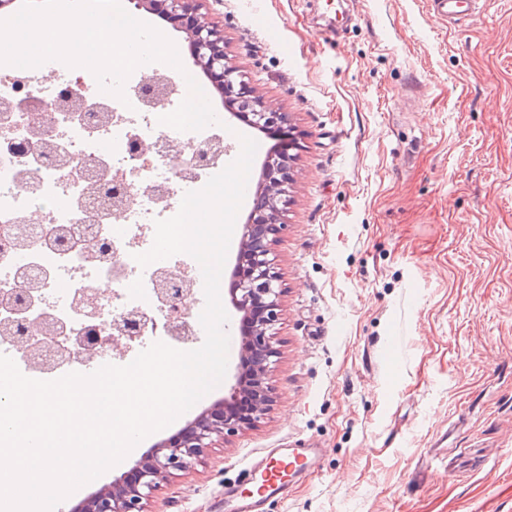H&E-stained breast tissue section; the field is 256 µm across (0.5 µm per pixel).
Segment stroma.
<instances>
[{"mask_svg": "<svg viewBox=\"0 0 512 512\" xmlns=\"http://www.w3.org/2000/svg\"><path fill=\"white\" fill-rule=\"evenodd\" d=\"M302 147L278 202L274 399L147 512H225L274 448L320 456L264 512H512V0H202ZM217 387L70 496L127 471ZM434 10L448 20V24L463 18H472L479 0H431Z\"/></svg>", "mask_w": 512, "mask_h": 512, "instance_id": "1", "label": "stroma"}]
</instances>
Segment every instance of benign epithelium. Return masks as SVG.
<instances>
[{"label": "benign epithelium", "instance_id": "1", "mask_svg": "<svg viewBox=\"0 0 512 512\" xmlns=\"http://www.w3.org/2000/svg\"><path fill=\"white\" fill-rule=\"evenodd\" d=\"M135 8L158 12L187 35L195 64L216 84L224 101L235 106L232 117L260 130H274L281 145L262 167L261 195L265 204L243 225L235 266L230 274V303L240 314L241 355L224 398L203 411L176 436L159 441L140 459L131 474L92 493L72 512H146L147 501L161 480L188 469L212 447L213 437H229L259 421L271 396L269 364L277 351L273 329L279 320L280 272L269 259L270 246L284 229L277 200L290 180V154L298 147L283 112L268 109L224 54V38L216 26L199 16L200 0H130ZM76 309L90 320L101 316L98 297L89 292ZM131 324L115 320L104 338L109 346L131 339Z\"/></svg>", "mask_w": 512, "mask_h": 512}]
</instances>
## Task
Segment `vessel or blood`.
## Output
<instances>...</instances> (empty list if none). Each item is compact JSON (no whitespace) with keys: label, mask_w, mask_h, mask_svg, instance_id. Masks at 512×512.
Segmentation results:
<instances>
[{"label":"vessel or blood","mask_w":512,"mask_h":512,"mask_svg":"<svg viewBox=\"0 0 512 512\" xmlns=\"http://www.w3.org/2000/svg\"><path fill=\"white\" fill-rule=\"evenodd\" d=\"M479 0H432L435 11L448 22L473 17ZM317 455L313 448H275L260 458L250 468L251 474L259 480L256 494L242 496L236 490L224 491L226 499L234 501L237 512H262L266 501L284 497L294 479L290 466L309 464Z\"/></svg>","instance_id":"obj_1"}]
</instances>
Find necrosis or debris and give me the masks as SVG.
<instances>
[{
  "mask_svg": "<svg viewBox=\"0 0 512 512\" xmlns=\"http://www.w3.org/2000/svg\"><path fill=\"white\" fill-rule=\"evenodd\" d=\"M97 89L84 68L57 67L49 82L34 68L0 74V353L34 379L89 374L111 360L108 348L74 362L38 356L23 351L12 332L43 311L58 345L86 335L90 322L73 304L85 289L97 293L104 321L147 316L137 336L182 344L197 331V320H189L182 333L159 325L151 314H170L158 298L163 274L188 296L198 295V263L180 254L143 268L135 257L151 248L155 220L174 216L185 192L201 189L220 172V164L199 154L219 134L212 126L180 132L159 124L179 92L160 72L137 68L122 101ZM39 111L45 120L32 124L30 114ZM140 150L146 156L137 164L132 157ZM91 181L102 196L129 193L133 199L103 205L102 197L86 194ZM22 272L34 281L33 312L19 316L10 303Z\"/></svg>",
  "mask_w": 512,
  "mask_h": 512,
  "instance_id": "1",
  "label": "necrosis or debris"
}]
</instances>
